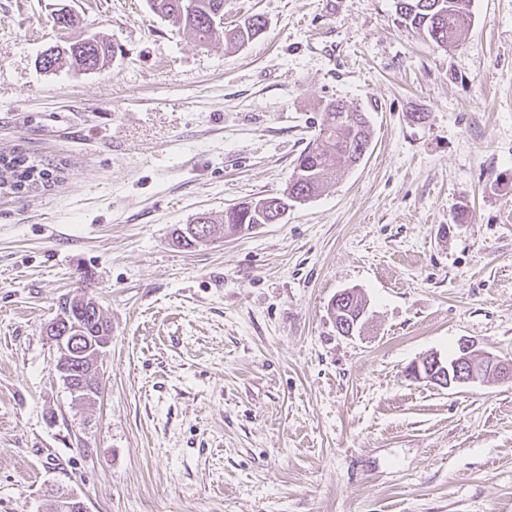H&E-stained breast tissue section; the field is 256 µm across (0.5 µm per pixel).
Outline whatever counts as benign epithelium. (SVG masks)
Instances as JSON below:
<instances>
[{
	"label": "benign epithelium",
	"mask_w": 512,
	"mask_h": 512,
	"mask_svg": "<svg viewBox=\"0 0 512 512\" xmlns=\"http://www.w3.org/2000/svg\"><path fill=\"white\" fill-rule=\"evenodd\" d=\"M350 296H352V290H343L336 294L330 306L331 313L336 320V327L345 336L354 335L361 320L359 316L347 321L341 317L340 307L347 303V298ZM77 330V325L71 324V321L62 313L45 327L46 335L55 343L58 353L64 358L76 354L74 344L78 338L74 337V333ZM110 341L111 336L108 335L97 336L88 343L87 351L91 352L89 356L90 373L99 374V360ZM58 371L65 383L69 385L72 393L78 395V399L85 400L92 397V392L88 389L72 384V371L68 369V366L61 362ZM409 374L415 379L447 389L481 382L491 374L511 380L512 363L505 362L490 352L478 350L474 343L464 340L460 342L458 351L451 360L444 362L437 355L429 356L411 365Z\"/></svg>",
	"instance_id": "7a95c632"
}]
</instances>
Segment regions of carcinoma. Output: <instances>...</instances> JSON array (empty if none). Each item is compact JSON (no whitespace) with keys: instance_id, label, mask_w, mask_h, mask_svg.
<instances>
[{"instance_id":"obj_1","label":"carcinoma","mask_w":512,"mask_h":512,"mask_svg":"<svg viewBox=\"0 0 512 512\" xmlns=\"http://www.w3.org/2000/svg\"><path fill=\"white\" fill-rule=\"evenodd\" d=\"M150 10L182 28L202 45L224 41L230 47H244L266 28L258 14L246 16L233 28L219 26L224 16V0H148ZM471 0H397L396 9L405 26L424 33L439 47L461 43L472 25ZM115 53L111 42L98 33L68 42L62 50L42 62L43 69H54L67 62L90 70L105 67ZM370 126L365 113L339 100H328L321 108L317 137L301 151L288 178L284 195L288 200L307 201L319 195L340 172L352 169L353 160L369 148ZM52 172L41 161L22 152L0 153V189L26 187L36 190L50 182ZM260 200L234 206L232 215L216 220L205 215L213 231L239 233L243 224H272L276 213L268 207L258 210ZM70 312L83 328V335L97 336L100 319L83 310L82 300H72Z\"/></svg>"}]
</instances>
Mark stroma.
<instances>
[{"label":"stroma","mask_w":512,"mask_h":512,"mask_svg":"<svg viewBox=\"0 0 512 512\" xmlns=\"http://www.w3.org/2000/svg\"><path fill=\"white\" fill-rule=\"evenodd\" d=\"M62 8L115 45L105 69H41ZM471 10L444 48L396 0H224L225 25L266 20L236 50L147 0H0V151L56 176L0 193V512L57 487L87 512H512V380L407 373L463 339L512 359V0ZM331 98L369 118L359 166L173 246L282 195ZM83 283L112 324L84 402L44 333ZM266 198H279V197H266ZM266 198L253 199L247 202L239 203L234 207V212L231 216H225L221 219V221H217L212 216L207 213H203L201 215H205V223L203 224H195L198 227L200 235L203 236L202 243L207 242L209 237L205 236L207 224L212 225L213 232L217 233L218 230L220 232L225 233H240L241 225H249V229L258 228L263 226L264 224H277L280 222L274 221L277 214L272 210L271 206L261 211H258V204L260 207H265L267 205L266 201H261ZM261 201V202H260ZM200 215V216H201ZM200 216L196 217L195 221L198 222ZM219 224V225H218ZM352 293H353V290H350V289H346L341 292H338L336 294V296L334 297V299L332 300L331 306H330L331 313L333 314V317L336 320V327L340 331V333L343 334L344 336H353L354 335V333L356 332V330L359 327V321L365 314V309L362 310V307L364 304H366V302L364 301V299L362 298L360 293L357 292L356 293V302H355L352 310L354 313L355 312L360 313L361 310H362V312L357 317H354V321H353V319H347V321H345L346 317H345V319H342L343 317L340 316L341 312L343 311V310H340V307L347 303V298L351 297Z\"/></svg>","instance_id":"1"}]
</instances>
